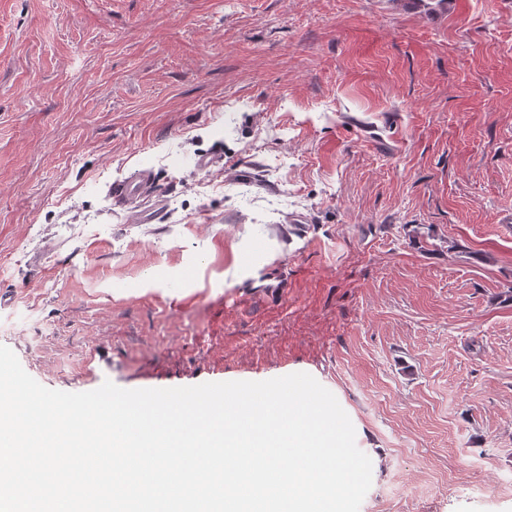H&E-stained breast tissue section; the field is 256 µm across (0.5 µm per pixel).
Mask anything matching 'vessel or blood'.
<instances>
[{
  "label": "vessel or blood",
  "mask_w": 512,
  "mask_h": 512,
  "mask_svg": "<svg viewBox=\"0 0 512 512\" xmlns=\"http://www.w3.org/2000/svg\"><path fill=\"white\" fill-rule=\"evenodd\" d=\"M106 192L114 207L131 219L149 224L163 213L162 197L152 189V173L147 169L135 170L131 175L109 182Z\"/></svg>",
  "instance_id": "b4317fda"
}]
</instances>
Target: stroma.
Masks as SVG:
<instances>
[{
	"instance_id": "35a3bbf8",
	"label": "stroma",
	"mask_w": 512,
	"mask_h": 512,
	"mask_svg": "<svg viewBox=\"0 0 512 512\" xmlns=\"http://www.w3.org/2000/svg\"><path fill=\"white\" fill-rule=\"evenodd\" d=\"M141 165L152 224L105 193ZM510 284L512 0H0V345L41 385L305 372L360 512H512Z\"/></svg>"
}]
</instances>
